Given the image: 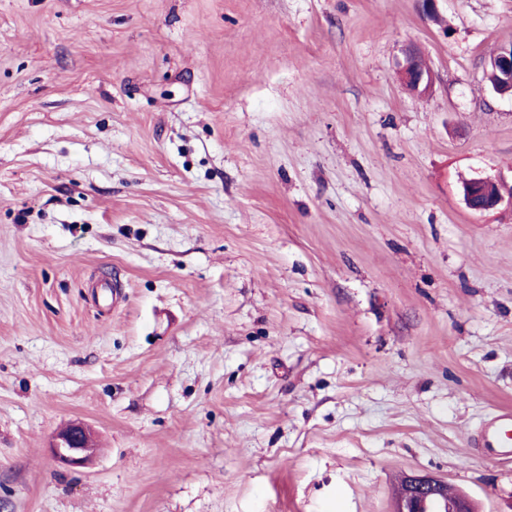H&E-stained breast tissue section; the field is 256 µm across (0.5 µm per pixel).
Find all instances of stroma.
<instances>
[{
	"label": "stroma",
	"instance_id": "35a3bbf8",
	"mask_svg": "<svg viewBox=\"0 0 512 512\" xmlns=\"http://www.w3.org/2000/svg\"><path fill=\"white\" fill-rule=\"evenodd\" d=\"M438 8L0 0V512H512V0ZM494 77L492 89L501 95L512 98V45L495 55L486 70V79ZM420 58L413 50H406L404 62L399 69L401 83L418 96L427 94L433 84L432 71L423 65ZM491 184L499 185L491 178L477 177L467 189L462 188L464 202L470 210L478 213L493 210L504 201L500 193H491ZM512 412L498 414L482 430V441L487 448H496L500 456H512ZM94 438L90 429L82 423H72L60 431L50 446L52 456L71 467H84L91 459ZM445 485L446 482L443 480L431 476H415L405 479L400 485L402 497L397 512L446 511L448 503H452L456 499L455 504L449 508L450 512H472L468 497H459L460 491L450 485ZM442 492L444 498L448 499L447 502L444 501ZM438 504L442 505L441 510H431L432 505Z\"/></svg>",
	"mask_w": 512,
	"mask_h": 512
}]
</instances>
